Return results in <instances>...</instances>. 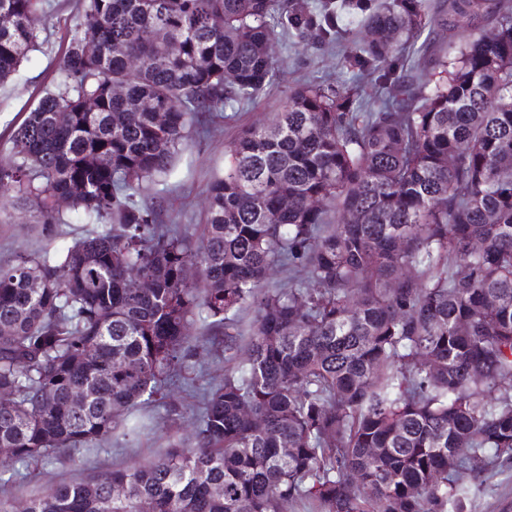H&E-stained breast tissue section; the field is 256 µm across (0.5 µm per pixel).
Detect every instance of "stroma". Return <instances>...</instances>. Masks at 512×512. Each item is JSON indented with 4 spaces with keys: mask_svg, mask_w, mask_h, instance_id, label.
<instances>
[{
    "mask_svg": "<svg viewBox=\"0 0 512 512\" xmlns=\"http://www.w3.org/2000/svg\"><path fill=\"white\" fill-rule=\"evenodd\" d=\"M48 17H39L34 26L40 48L24 60L6 83H0V153L10 146L12 130L39 100L55 88L58 62L64 40L76 18V0H52ZM346 45L325 44L311 48L287 40L276 45L274 56L279 64V80L260 102L236 107L232 119L221 122L209 134L197 138L181 153L166 183L150 187L148 196L163 204L167 215L175 217L182 231L196 237L201 233L208 204L212 175L224 167L225 153L242 129L266 121L280 106L285 92L295 84L314 79L342 81L348 73L339 59ZM48 244L41 225L35 224L28 208L16 204L0 213V262L13 261L17 255L38 251ZM195 361L201 382L224 375V338L194 327ZM164 400L152 404L148 412L154 418L152 431L134 439L114 435L98 454L81 452L56 455L48 462L21 468L18 476L0 475V499L12 504L26 502L48 488L63 482H86L98 473L122 469L150 461L169 435H189L194 422L193 392L179 379L164 387ZM467 503L468 512H512V462H494L484 480L473 481Z\"/></svg>",
    "mask_w": 512,
    "mask_h": 512,
    "instance_id": "stroma-1",
    "label": "stroma"
}]
</instances>
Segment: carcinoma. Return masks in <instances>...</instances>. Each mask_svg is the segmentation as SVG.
<instances>
[{"instance_id":"obj_1","label":"carcinoma","mask_w":512,"mask_h":512,"mask_svg":"<svg viewBox=\"0 0 512 512\" xmlns=\"http://www.w3.org/2000/svg\"><path fill=\"white\" fill-rule=\"evenodd\" d=\"M51 9L0 0V83ZM435 29L458 41L398 73ZM287 35L352 42L351 77L292 87L241 132L195 246L145 186L276 83ZM10 142L0 208L23 201L50 244L0 266V470L137 434L132 409L196 380V322L230 363L191 440L28 512H466L455 474L512 459V0H82L55 90Z\"/></svg>"}]
</instances>
